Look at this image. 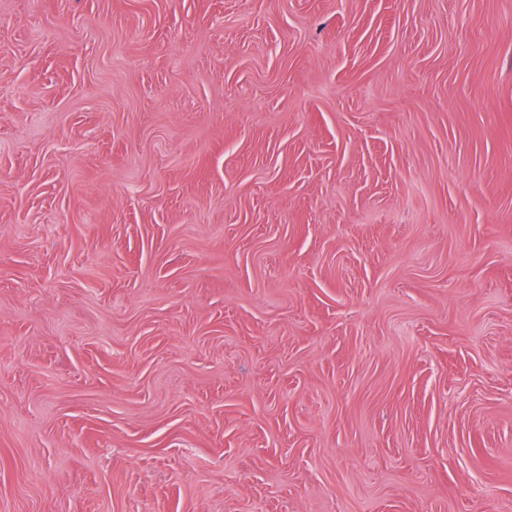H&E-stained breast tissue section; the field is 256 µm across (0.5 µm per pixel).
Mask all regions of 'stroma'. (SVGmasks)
Returning a JSON list of instances; mask_svg holds the SVG:
<instances>
[{"label":"stroma","mask_w":512,"mask_h":512,"mask_svg":"<svg viewBox=\"0 0 512 512\" xmlns=\"http://www.w3.org/2000/svg\"><path fill=\"white\" fill-rule=\"evenodd\" d=\"M0 512H512V0H0Z\"/></svg>","instance_id":"35a3bbf8"}]
</instances>
